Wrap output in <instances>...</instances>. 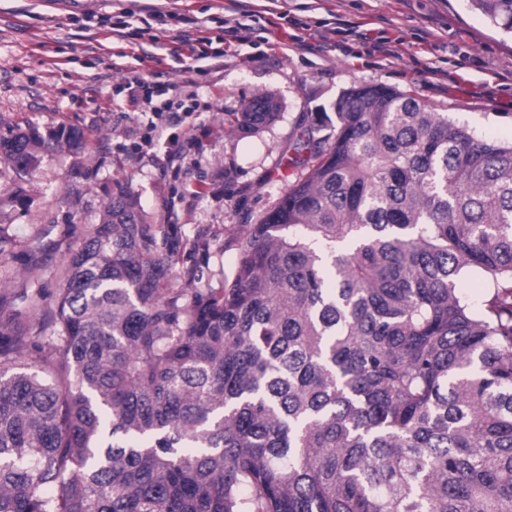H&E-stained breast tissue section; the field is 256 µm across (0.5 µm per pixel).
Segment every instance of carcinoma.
Here are the masks:
<instances>
[{
  "mask_svg": "<svg viewBox=\"0 0 512 512\" xmlns=\"http://www.w3.org/2000/svg\"><path fill=\"white\" fill-rule=\"evenodd\" d=\"M469 2L512 34V0ZM335 115L230 287H180L175 226L115 181L39 321L0 312V512H512V143L383 85Z\"/></svg>",
  "mask_w": 512,
  "mask_h": 512,
  "instance_id": "obj_1",
  "label": "carcinoma"
}]
</instances>
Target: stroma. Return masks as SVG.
Here are the masks:
<instances>
[{"mask_svg":"<svg viewBox=\"0 0 512 512\" xmlns=\"http://www.w3.org/2000/svg\"><path fill=\"white\" fill-rule=\"evenodd\" d=\"M128 12L134 41L101 27ZM252 21L242 42L225 27ZM192 30L208 52L196 83L143 51ZM223 51V60L212 57ZM161 81L197 112L170 127L178 168L144 145L151 112H123L116 87L134 70ZM385 85L448 113L484 137L512 142V38L467 0H0V135L81 128L80 154L52 147L18 176L0 162V302L21 290L51 297L68 250L98 220L113 179L126 180L145 221L172 224L197 288L231 284L239 232L281 196L301 125H320L342 92ZM265 92L281 113L256 134L224 120Z\"/></svg>","mask_w":512,"mask_h":512,"instance_id":"1","label":"stroma"}]
</instances>
